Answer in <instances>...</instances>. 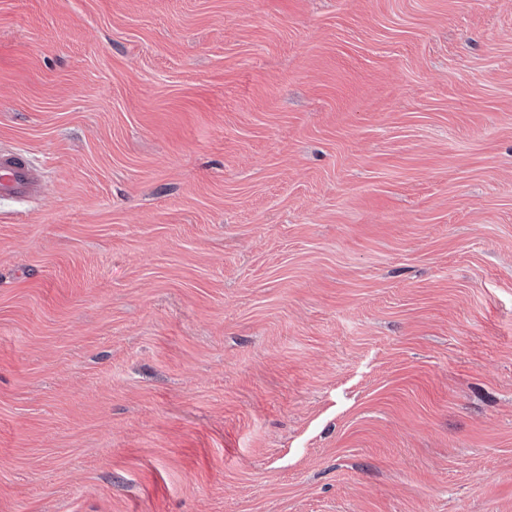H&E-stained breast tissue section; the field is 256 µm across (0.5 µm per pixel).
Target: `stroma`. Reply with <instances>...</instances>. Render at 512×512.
Returning a JSON list of instances; mask_svg holds the SVG:
<instances>
[{"mask_svg": "<svg viewBox=\"0 0 512 512\" xmlns=\"http://www.w3.org/2000/svg\"><path fill=\"white\" fill-rule=\"evenodd\" d=\"M0 512H512V0H0ZM43 173L19 150L0 152V198L22 200L43 189Z\"/></svg>", "mask_w": 512, "mask_h": 512, "instance_id": "35a3bbf8", "label": "stroma"}]
</instances>
